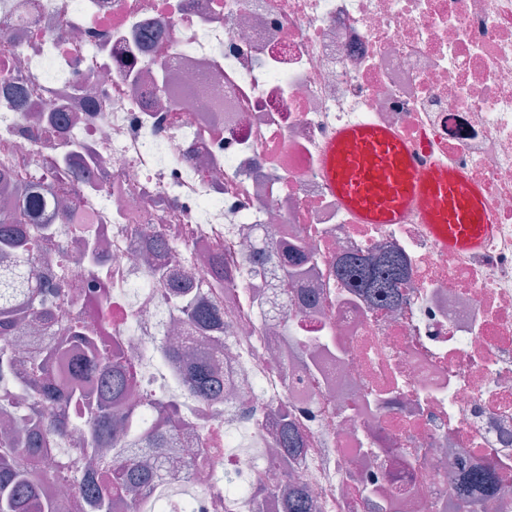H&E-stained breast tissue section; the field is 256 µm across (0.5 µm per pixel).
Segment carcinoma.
<instances>
[{
    "label": "carcinoma",
    "instance_id": "carcinoma-1",
    "mask_svg": "<svg viewBox=\"0 0 512 512\" xmlns=\"http://www.w3.org/2000/svg\"><path fill=\"white\" fill-rule=\"evenodd\" d=\"M42 168L43 177L29 182L9 211L0 213V250L15 255L14 264L0 271V365H22L21 380L32 399L26 426L17 425L8 411L0 418V512H147L145 490L160 495L168 484L147 449L172 445L176 402L159 401L146 426L132 425L137 407L131 405L124 411L114 407L126 398L130 386L121 338L113 335L104 315L103 294L84 298L38 277L34 266L37 238L31 235L30 226L44 215H56L61 223L86 236L89 275L95 281L99 280L101 251L89 216L57 210L49 183L57 173L56 162L46 160ZM336 275L369 298L393 303L408 269L395 252L377 260L349 253L339 262ZM67 297L80 303L83 311L66 325L67 335L56 336L50 330L52 310ZM173 302L191 324L220 323L218 309L200 304L193 292H180ZM31 321L37 322L38 336L20 353L11 336ZM182 379L190 396L210 403L224 398V382L202 361H191ZM74 426L85 429L83 441L59 453L58 438ZM275 443L288 457L303 448L302 437L287 418ZM82 464L101 472V478L88 474L78 478ZM285 477L284 472L268 471L255 494L281 499L285 512H314L308 491ZM47 481L71 487L73 496L45 497L41 488ZM457 481L460 493L453 505L455 512H478L472 490L487 496L499 491L490 468L464 471Z\"/></svg>",
    "mask_w": 512,
    "mask_h": 512
}]
</instances>
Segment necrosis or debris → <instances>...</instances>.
Returning a JSON list of instances; mask_svg holds the SVG:
<instances>
[{"label": "necrosis or debris", "mask_w": 512, "mask_h": 512, "mask_svg": "<svg viewBox=\"0 0 512 512\" xmlns=\"http://www.w3.org/2000/svg\"><path fill=\"white\" fill-rule=\"evenodd\" d=\"M0 201L66 155L59 198L93 217L130 403L175 395L156 452L189 500L157 512H283L251 493L271 464L316 512H448L461 468L493 466L512 512V0H0ZM152 63L166 92L146 83ZM364 121L427 143L481 184L495 230L452 256L418 220L360 224L328 189L322 148ZM88 172L91 182L77 180ZM162 236L222 323L188 325L142 246ZM310 259L287 289L273 256ZM395 249L400 306L336 280L343 255ZM86 241L46 224L38 254L91 294ZM205 352L221 407L156 354ZM292 418L305 446L270 440ZM233 477L238 496L215 494Z\"/></svg>", "instance_id": "1"}]
</instances>
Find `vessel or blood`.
<instances>
[{
	"label": "vessel or blood",
	"mask_w": 512,
	"mask_h": 512,
	"mask_svg": "<svg viewBox=\"0 0 512 512\" xmlns=\"http://www.w3.org/2000/svg\"><path fill=\"white\" fill-rule=\"evenodd\" d=\"M418 155L398 132L354 123L326 141L324 178L358 223L402 224L415 213L450 254L483 249L494 226L482 186L452 164H424Z\"/></svg>",
	"instance_id": "obj_1"
}]
</instances>
